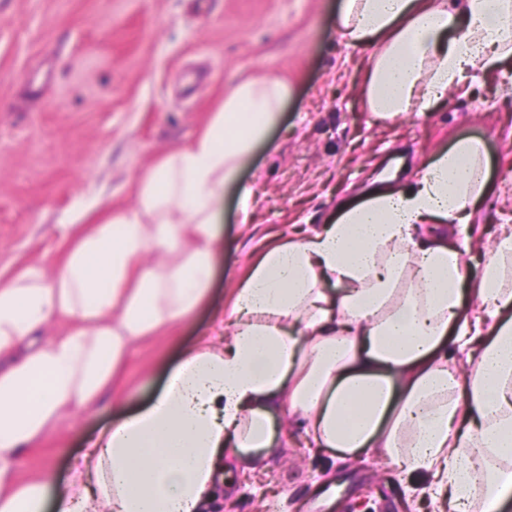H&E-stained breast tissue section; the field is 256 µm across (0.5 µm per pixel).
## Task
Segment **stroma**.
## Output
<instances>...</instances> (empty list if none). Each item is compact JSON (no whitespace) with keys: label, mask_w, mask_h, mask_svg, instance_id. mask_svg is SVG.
Instances as JSON below:
<instances>
[{"label":"stroma","mask_w":512,"mask_h":512,"mask_svg":"<svg viewBox=\"0 0 512 512\" xmlns=\"http://www.w3.org/2000/svg\"><path fill=\"white\" fill-rule=\"evenodd\" d=\"M339 0H0V277L51 270L90 207L134 208L139 179L188 147L225 93L262 73L295 92L250 164L224 190L221 249L201 307L171 336L135 345L119 396L62 419L23 471L63 472L86 438L149 402L165 370L231 308L232 282L268 236L313 229L383 173L396 184L462 137L481 139L490 174L467 228L474 253L512 225V81L485 75L435 111L376 120L363 107L365 54L335 25ZM254 190L243 223L242 188ZM253 471L225 469L203 512H307L313 493L339 485L336 512H441L423 476L400 478L376 458L340 460L304 446L286 420Z\"/></svg>","instance_id":"stroma-1"}]
</instances>
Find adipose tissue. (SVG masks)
Here are the masks:
<instances>
[{"label": "adipose tissue", "instance_id": "adipose-tissue-1", "mask_svg": "<svg viewBox=\"0 0 512 512\" xmlns=\"http://www.w3.org/2000/svg\"><path fill=\"white\" fill-rule=\"evenodd\" d=\"M336 28L365 50L363 105L382 119L512 74V0H342ZM292 92L276 74L239 83L190 147L146 174L135 208L98 211L52 273L0 279V512H202L225 462L259 464L281 409L304 419L308 447L429 475L424 494L448 512H497L512 495V225L475 276L469 238L433 235L481 204L487 158L474 138L252 258L229 339L187 350L66 480L19 472L62 418L111 391L135 342L169 335L203 303L221 193Z\"/></svg>", "mask_w": 512, "mask_h": 512}]
</instances>
